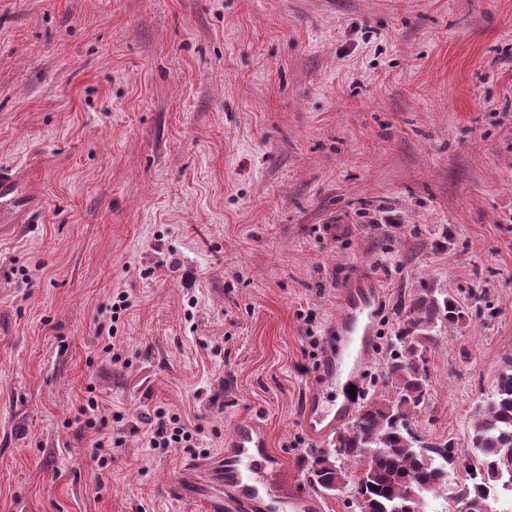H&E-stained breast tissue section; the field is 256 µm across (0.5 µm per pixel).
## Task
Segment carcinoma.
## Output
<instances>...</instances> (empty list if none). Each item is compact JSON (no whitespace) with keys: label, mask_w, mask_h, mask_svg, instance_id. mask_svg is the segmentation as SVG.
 Instances as JSON below:
<instances>
[{"label":"carcinoma","mask_w":512,"mask_h":512,"mask_svg":"<svg viewBox=\"0 0 512 512\" xmlns=\"http://www.w3.org/2000/svg\"><path fill=\"white\" fill-rule=\"evenodd\" d=\"M403 311L386 361L391 389L315 451L310 486L327 495L349 491L354 512H427V497L441 492L468 512H495L496 490H512V363L475 408L466 447L425 435L416 422L427 409L434 329L459 324L466 312L457 298L435 289L410 297Z\"/></svg>","instance_id":"carcinoma-1"}]
</instances>
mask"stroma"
Returning <instances> with one entry per match:
<instances>
[{
  "instance_id": "obj_1",
  "label": "stroma",
  "mask_w": 512,
  "mask_h": 512,
  "mask_svg": "<svg viewBox=\"0 0 512 512\" xmlns=\"http://www.w3.org/2000/svg\"><path fill=\"white\" fill-rule=\"evenodd\" d=\"M0 167L42 202L0 237V512H198L187 465L243 420L308 491L353 277L379 299L367 398L403 298L468 309L424 433L466 441L512 361V0H0ZM158 406L196 453L144 448Z\"/></svg>"
}]
</instances>
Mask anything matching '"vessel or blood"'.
<instances>
[{
	"label": "vessel or blood",
	"mask_w": 512,
	"mask_h": 512,
	"mask_svg": "<svg viewBox=\"0 0 512 512\" xmlns=\"http://www.w3.org/2000/svg\"><path fill=\"white\" fill-rule=\"evenodd\" d=\"M37 205L24 195L11 169H0V224L18 223L33 215ZM376 295L360 279H352L342 300L337 331L348 336L344 348L326 353L322 373L331 381L354 383L360 378L377 331ZM356 411L351 399L311 396L304 407V426L321 438L346 425ZM279 463L269 449L267 432L257 421L238 424L228 439L224 462L213 469L217 483L201 502L204 512H320L318 497L281 493L276 488Z\"/></svg>",
	"instance_id": "1"
}]
</instances>
